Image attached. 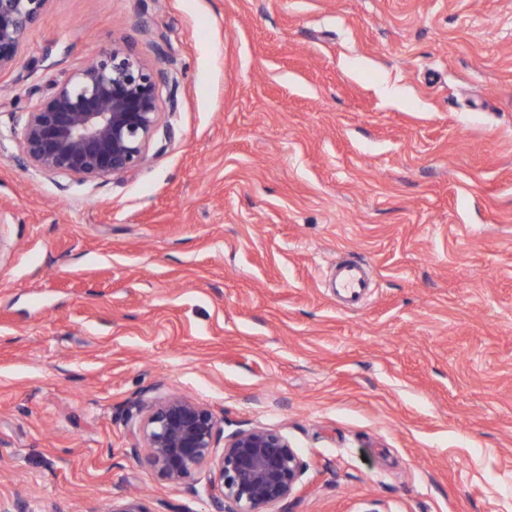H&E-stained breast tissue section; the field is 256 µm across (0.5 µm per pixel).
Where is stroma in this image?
<instances>
[{"label":"stroma","instance_id":"35a3bbf8","mask_svg":"<svg viewBox=\"0 0 512 512\" xmlns=\"http://www.w3.org/2000/svg\"><path fill=\"white\" fill-rule=\"evenodd\" d=\"M115 44L169 138L28 165L14 108ZM170 394L288 438L270 512H512V0H50L0 75V499L214 512L130 453ZM362 267L356 262H350L336 271L335 288L346 302L355 303L369 288Z\"/></svg>","mask_w":512,"mask_h":512}]
</instances>
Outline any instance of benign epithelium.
<instances>
[{
	"label": "benign epithelium",
	"instance_id": "obj_1",
	"mask_svg": "<svg viewBox=\"0 0 512 512\" xmlns=\"http://www.w3.org/2000/svg\"><path fill=\"white\" fill-rule=\"evenodd\" d=\"M49 0H0V74L14 69L29 32ZM168 73L125 46L100 52L50 92L37 87L34 105L14 111L26 161L46 174L81 182L119 180L145 158L162 127L161 86ZM131 451L161 480L180 484L206 466V493L218 512H267L288 500L305 463L286 436L268 427L224 435V420L206 405L168 395L132 403ZM224 448L216 450L219 437ZM0 512H62L23 499L0 501ZM110 512H151L143 499L121 496Z\"/></svg>",
	"mask_w": 512,
	"mask_h": 512
}]
</instances>
